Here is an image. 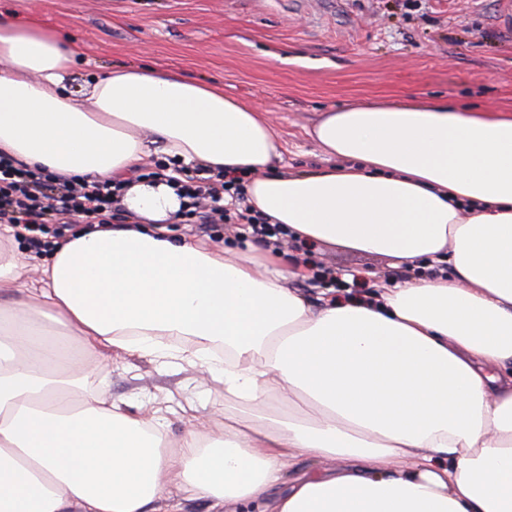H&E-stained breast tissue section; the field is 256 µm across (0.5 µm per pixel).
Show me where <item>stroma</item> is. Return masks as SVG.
I'll return each instance as SVG.
<instances>
[{"label": "stroma", "mask_w": 512, "mask_h": 512, "mask_svg": "<svg viewBox=\"0 0 512 512\" xmlns=\"http://www.w3.org/2000/svg\"><path fill=\"white\" fill-rule=\"evenodd\" d=\"M83 42L92 68L154 65L222 83L247 107L266 112L284 141L279 171L314 172L334 163L307 131L322 112L361 102L445 98L489 111L512 110V0H11ZM176 234L204 239L226 256L264 255L238 224L201 235L182 220ZM277 253L309 301L332 285L364 291L368 273L412 281L391 257L296 240ZM113 398L138 412L171 396L168 434L224 414V388L200 392L188 365L113 358Z\"/></svg>", "instance_id": "stroma-1"}]
</instances>
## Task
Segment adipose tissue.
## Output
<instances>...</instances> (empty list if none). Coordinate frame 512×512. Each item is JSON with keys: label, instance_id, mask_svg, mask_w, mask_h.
Returning a JSON list of instances; mask_svg holds the SVG:
<instances>
[{"label": "adipose tissue", "instance_id": "adipose-tissue-1", "mask_svg": "<svg viewBox=\"0 0 512 512\" xmlns=\"http://www.w3.org/2000/svg\"><path fill=\"white\" fill-rule=\"evenodd\" d=\"M84 54L0 9V154L122 182L132 218L51 241L34 283L25 227L0 224V512H512V113L333 108L309 134L339 166L276 175L266 113L167 69L86 74ZM157 154L249 173L248 204L289 234L421 275L311 305L278 255L175 239L181 198L139 175ZM125 353L202 366L256 413L171 445L161 402L132 415L109 393ZM301 460L318 470L287 474Z\"/></svg>", "mask_w": 512, "mask_h": 512}]
</instances>
